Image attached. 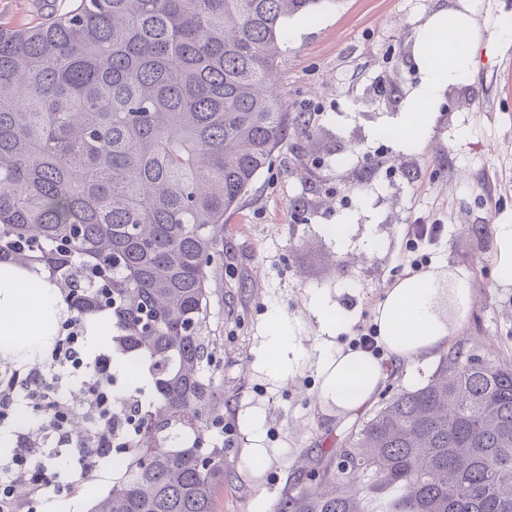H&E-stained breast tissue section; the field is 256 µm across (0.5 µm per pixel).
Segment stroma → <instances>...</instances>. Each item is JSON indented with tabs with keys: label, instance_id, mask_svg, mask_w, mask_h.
<instances>
[{
	"label": "stroma",
	"instance_id": "35a3bbf8",
	"mask_svg": "<svg viewBox=\"0 0 512 512\" xmlns=\"http://www.w3.org/2000/svg\"><path fill=\"white\" fill-rule=\"evenodd\" d=\"M465 13L477 34L472 70L418 106L424 75L415 58L426 22ZM512 0H318L289 17L276 74L290 128L236 210L224 216V260L212 281L211 327L224 383V483L215 512H274L299 463L322 467L394 394L417 388L443 350L385 358V384L351 416L316 397L314 359L353 348L379 302L413 277L407 230L443 225L425 247L429 264L468 279L473 302L448 348L512 363V285L494 283L497 227L512 224ZM432 121L403 150L382 141L408 113ZM347 221L343 241L330 227ZM341 310L320 322L313 300ZM296 324L311 359L291 378L265 366L267 315ZM260 418L261 431L248 423Z\"/></svg>",
	"mask_w": 512,
	"mask_h": 512
}]
</instances>
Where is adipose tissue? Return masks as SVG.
<instances>
[{"instance_id":"obj_1","label":"adipose tissue","mask_w":512,"mask_h":512,"mask_svg":"<svg viewBox=\"0 0 512 512\" xmlns=\"http://www.w3.org/2000/svg\"><path fill=\"white\" fill-rule=\"evenodd\" d=\"M473 63L469 50L458 52L452 62H444L441 52L424 51L418 64L426 72L417 91L419 102H427L467 73ZM21 271L0 265V361H33L50 344L55 327L69 315L56 288L39 281L36 290L24 294L15 283ZM473 300L467 280L449 281L448 272L432 268L416 278L399 282L379 302L374 324L380 342L396 358L442 346L448 340V323L443 308L466 315ZM266 345L271 353L269 370L281 378L294 377L307 354L295 323L278 311L267 319ZM318 398L348 413L369 407L383 383L386 372L379 358L371 353L347 349L322 356L318 361Z\"/></svg>"}]
</instances>
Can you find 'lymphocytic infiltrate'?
Segmentation results:
<instances>
[{
    "label": "lymphocytic infiltrate",
    "mask_w": 512,
    "mask_h": 512,
    "mask_svg": "<svg viewBox=\"0 0 512 512\" xmlns=\"http://www.w3.org/2000/svg\"><path fill=\"white\" fill-rule=\"evenodd\" d=\"M66 335L57 337L48 367L24 368L0 375V427L11 425L15 448L0 458V512H35L47 490L74 497L83 481L103 470L112 455V354L88 355L82 318L67 320ZM85 406L86 427L75 436L71 427L74 402ZM39 412L42 420L27 428L12 426L18 408ZM67 450L78 477L56 483L44 462L48 445Z\"/></svg>",
    "instance_id": "1"
}]
</instances>
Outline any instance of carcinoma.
Here are the masks:
<instances>
[{"label":"carcinoma","instance_id":"carcinoma-1","mask_svg":"<svg viewBox=\"0 0 512 512\" xmlns=\"http://www.w3.org/2000/svg\"><path fill=\"white\" fill-rule=\"evenodd\" d=\"M317 0H72L0 25V264L108 314L112 481L87 512H215L224 483L211 274L292 125L284 23ZM151 397L135 426L127 395ZM276 512H512V365L452 349Z\"/></svg>","mask_w":512,"mask_h":512}]
</instances>
